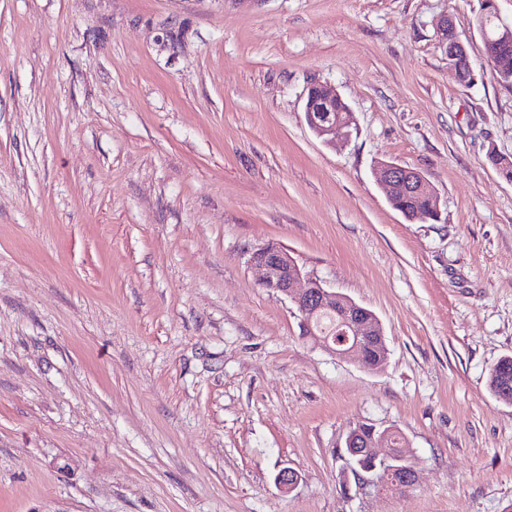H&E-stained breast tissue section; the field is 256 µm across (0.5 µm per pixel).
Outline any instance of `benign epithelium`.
Masks as SVG:
<instances>
[{
  "instance_id": "1",
  "label": "benign epithelium",
  "mask_w": 512,
  "mask_h": 512,
  "mask_svg": "<svg viewBox=\"0 0 512 512\" xmlns=\"http://www.w3.org/2000/svg\"><path fill=\"white\" fill-rule=\"evenodd\" d=\"M479 18L483 21L480 33L485 56L495 63L494 50L512 44V19H504L498 12L495 0H485ZM439 44L448 50V64L456 78L463 77L461 62L469 59L465 44L458 37L452 19L444 14L435 23ZM336 90L322 87V98H306L305 121L310 130L325 144L347 140L352 131L336 124L327 113L334 111ZM379 180L388 187V200L395 210H400L399 198L408 193L424 192L434 196L435 209H440V199L434 195L426 179L417 171L396 163L379 166ZM249 263L261 275L260 284L268 291L291 300L300 317L302 335L335 357H345L356 350L358 360L369 370H379L388 357L382 325L376 314L351 298L326 288L321 281L305 277L296 261L280 246L268 244L254 250ZM338 310L344 326L341 341L321 336L313 327L314 314L320 310ZM390 429H379L373 424L359 423L345 440L342 458V489L354 488L359 493L397 494L410 490L417 482L418 473L411 459L399 448H392L381 456L377 449L388 446Z\"/></svg>"
}]
</instances>
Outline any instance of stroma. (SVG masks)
<instances>
[{"label": "stroma", "mask_w": 512, "mask_h": 512, "mask_svg": "<svg viewBox=\"0 0 512 512\" xmlns=\"http://www.w3.org/2000/svg\"><path fill=\"white\" fill-rule=\"evenodd\" d=\"M480 0H0V512H503L512 403V86ZM475 64L461 86L433 21ZM358 132L323 144L307 88ZM421 172L441 218L388 202ZM269 243L379 317L366 370L301 336ZM401 433L408 493L343 492ZM295 471L283 491L281 470ZM379 180L388 187V200L391 206L400 212L406 220H410L399 206V198L408 193L424 192L431 194L435 201V209L440 216V199L426 179L416 170L396 163H381ZM404 209L414 216L415 223L438 221L437 215L431 213V202L428 198L408 195L403 198ZM488 383L491 392L496 396L497 392L508 390V396L512 393V356H505L494 364L488 374ZM507 385L504 389L503 386ZM392 429H378L373 424L358 423L345 440V462L342 472V489L349 492L352 484L359 493L398 494L409 491L417 482L418 473L411 459L399 448L401 436L396 431L391 438L390 451L380 457L376 448L388 447ZM368 459L369 465L356 463L358 458ZM388 479H394L389 488Z\"/></svg>", "instance_id": "1"}]
</instances>
